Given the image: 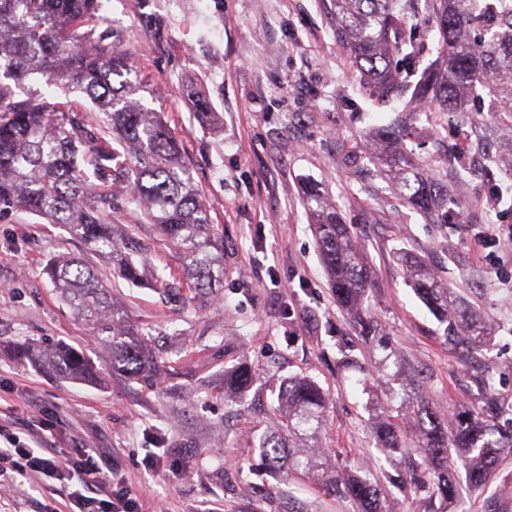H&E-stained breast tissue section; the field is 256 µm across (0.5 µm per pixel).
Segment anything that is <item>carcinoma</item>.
<instances>
[{"instance_id": "obj_1", "label": "carcinoma", "mask_w": 512, "mask_h": 512, "mask_svg": "<svg viewBox=\"0 0 512 512\" xmlns=\"http://www.w3.org/2000/svg\"><path fill=\"white\" fill-rule=\"evenodd\" d=\"M435 14L439 52L422 72L414 69L416 32L408 27L401 0H327L323 4L336 43L346 52L360 82L381 101L410 94L443 116L488 112L490 127L466 140L471 163L494 167L492 205L512 209V0H426ZM98 0H0V210H20L63 227L90 253L106 260L97 270L76 256L57 255L44 273L58 298L96 330L112 368L136 379L163 368V356L142 345L138 325L117 316L111 277L137 285L154 281L180 296V284L147 267L134 237L135 227L105 218L122 194L182 254L189 290L220 297L224 282V240L213 231L183 156L180 142L156 112L134 102V86L117 81L132 69L126 53L95 35ZM42 77L65 84L66 99L52 109L22 97L25 82ZM377 132L389 142L407 119ZM377 160L403 203L432 224H454L462 208L448 184V171L434 172L423 158L383 150ZM304 204L321 262L337 305L367 335L379 332L364 306L372 282L365 253L349 226L319 186H305ZM419 300L440 325L444 338L477 350L490 329L481 316L458 306L450 288L424 261L405 259ZM17 351L61 378L93 384L99 369L91 358L64 343ZM251 368L239 366L224 378L232 393L252 383ZM279 428L262 439L266 465L284 467L292 477L312 476L336 494L359 504V512H392L379 484L366 477H341L322 468L316 453L293 445L320 431L327 398L308 377H292L277 395ZM419 429L414 447L432 475L428 489L451 501L459 484L448 476L457 455L474 489L485 487L499 457L512 454L493 417L459 406L444 417L420 407L410 413ZM391 453L405 451L390 423L375 428Z\"/></svg>"}]
</instances>
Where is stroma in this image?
<instances>
[{"mask_svg":"<svg viewBox=\"0 0 512 512\" xmlns=\"http://www.w3.org/2000/svg\"><path fill=\"white\" fill-rule=\"evenodd\" d=\"M100 28L125 50L141 105L161 114L180 140L200 200L224 237L220 300L188 294L169 303L159 288L113 284L124 318L148 331L166 359L148 381L114 372L92 325L77 319L42 273L58 252L83 245L59 226L24 212L0 215V433L23 427L62 452L95 448L114 478L141 495L143 512H356L319 481L285 473L256 477L259 439L274 429L284 380L307 376L328 397L316 443L345 475L372 471L395 512H512V455L499 459L486 488L460 487L451 502L417 490L423 474L407 412L417 401L447 413L497 401L499 428L512 431V239L489 235L512 211L490 210L493 175L470 165L461 139L483 117L469 112L447 126L417 121L399 146L460 171L463 223L429 224L381 177L368 135L404 102H374L337 47L320 0H99ZM212 110L196 117V100ZM328 193L364 247L373 270L368 299L394 356L366 344L339 309L320 262L301 185ZM114 221L139 227L150 264L167 272L180 256L126 200ZM437 269L455 297L491 322L493 340L470 356L448 344L416 297L399 257ZM63 342L94 359L95 384L48 377L19 359L12 342ZM354 347L346 363L342 347ZM252 368L244 395L225 393L224 374ZM426 374L416 396L414 369ZM402 380L385 385V374ZM491 374L490 394L475 379ZM388 417L411 449L380 448L374 427ZM163 448L164 467L147 455ZM67 482L31 477L0 482V512H64Z\"/></svg>","mask_w":512,"mask_h":512,"instance_id":"obj_1","label":"stroma"}]
</instances>
